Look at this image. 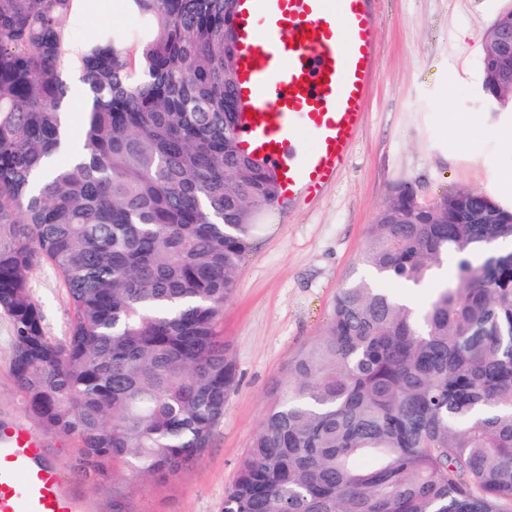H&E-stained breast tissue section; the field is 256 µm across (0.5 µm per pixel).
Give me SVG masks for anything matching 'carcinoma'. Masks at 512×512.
<instances>
[{"label": "carcinoma", "mask_w": 512, "mask_h": 512, "mask_svg": "<svg viewBox=\"0 0 512 512\" xmlns=\"http://www.w3.org/2000/svg\"><path fill=\"white\" fill-rule=\"evenodd\" d=\"M89 2L0 0V311L26 410L79 443L83 473L143 481L191 468L224 419V304L280 190L234 135L233 0H124L133 28L80 41L66 21ZM416 195L392 187L359 261L416 287L451 258L455 279L422 310L373 280L337 291L223 512H512V249L491 248L512 243V210ZM41 261L73 308L60 339L29 291Z\"/></svg>", "instance_id": "carcinoma-1"}]
</instances>
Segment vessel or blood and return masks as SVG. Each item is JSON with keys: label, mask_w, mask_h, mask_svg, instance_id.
I'll list each match as a JSON object with an SVG mask.
<instances>
[{"label": "vessel or blood", "mask_w": 512, "mask_h": 512, "mask_svg": "<svg viewBox=\"0 0 512 512\" xmlns=\"http://www.w3.org/2000/svg\"><path fill=\"white\" fill-rule=\"evenodd\" d=\"M371 0H241L238 136L278 175L283 197L331 182L363 123L378 58ZM41 436L0 424V512H82Z\"/></svg>", "instance_id": "1"}]
</instances>
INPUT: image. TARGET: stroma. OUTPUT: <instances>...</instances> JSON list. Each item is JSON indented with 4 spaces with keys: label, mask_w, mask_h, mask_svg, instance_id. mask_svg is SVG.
<instances>
[{
    "label": "stroma",
    "mask_w": 512,
    "mask_h": 512,
    "mask_svg": "<svg viewBox=\"0 0 512 512\" xmlns=\"http://www.w3.org/2000/svg\"><path fill=\"white\" fill-rule=\"evenodd\" d=\"M511 8L512 0H374L379 54L364 124L337 179L313 195L280 198L261 216L263 229L224 306V340L239 385L211 448L191 469L138 483L110 471L79 478L76 441L46 431L24 406L11 372V321L0 313V423L21 417L42 433L47 459L60 465L84 512H113L118 504L125 512H222L289 356L321 331L338 289L369 276L359 254L395 184H411L428 198L477 189L512 207L505 179L512 172V112L491 111L480 95L483 36ZM105 24L130 28L134 19L122 0H94L69 22L82 39ZM451 117L482 125L480 148L448 130ZM29 282L47 335L64 336L73 311L61 277L43 263Z\"/></svg>",
    "instance_id": "35a3bbf8"
}]
</instances>
